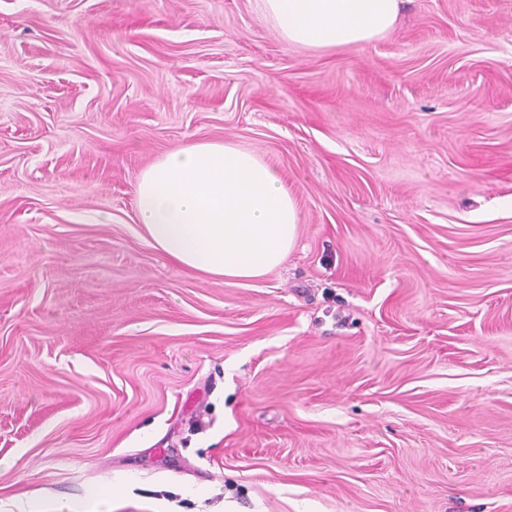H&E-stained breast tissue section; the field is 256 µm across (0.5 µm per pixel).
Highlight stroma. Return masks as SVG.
<instances>
[{
    "label": "stroma",
    "mask_w": 512,
    "mask_h": 512,
    "mask_svg": "<svg viewBox=\"0 0 512 512\" xmlns=\"http://www.w3.org/2000/svg\"><path fill=\"white\" fill-rule=\"evenodd\" d=\"M201 141L303 214L247 284L172 263L141 171ZM512 512V0L356 49L258 0H0V499Z\"/></svg>",
    "instance_id": "stroma-1"
}]
</instances>
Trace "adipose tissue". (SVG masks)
<instances>
[{"mask_svg": "<svg viewBox=\"0 0 512 512\" xmlns=\"http://www.w3.org/2000/svg\"><path fill=\"white\" fill-rule=\"evenodd\" d=\"M402 0H261L288 44L357 48L386 35ZM136 208L152 244L195 272L245 283L280 267L301 212L278 171L234 143L204 141L145 168Z\"/></svg>", "mask_w": 512, "mask_h": 512, "instance_id": "adipose-tissue-1", "label": "adipose tissue"}]
</instances>
